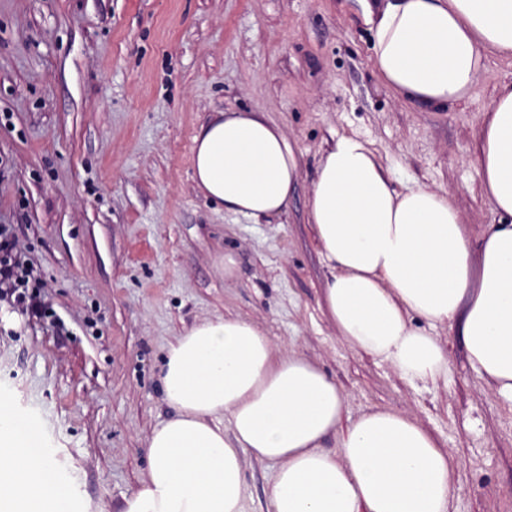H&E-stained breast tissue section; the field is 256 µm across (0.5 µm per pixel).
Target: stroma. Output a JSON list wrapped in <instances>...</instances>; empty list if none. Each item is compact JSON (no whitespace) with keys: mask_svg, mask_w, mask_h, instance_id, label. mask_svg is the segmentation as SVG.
Returning a JSON list of instances; mask_svg holds the SVG:
<instances>
[{"mask_svg":"<svg viewBox=\"0 0 512 512\" xmlns=\"http://www.w3.org/2000/svg\"><path fill=\"white\" fill-rule=\"evenodd\" d=\"M371 47L343 0H0V225L38 271L43 308L0 303V395L70 477L51 512H121L151 431L174 415L169 344L224 314L263 327L275 355L316 363L352 413L415 417L462 461L455 512H512V404L471 370L458 330H434L444 385L351 350L305 219L322 151L355 133L398 186L452 191L482 233L494 217L473 144L512 68L491 61L467 101L420 112L381 84ZM224 111L263 113L299 147L287 214L257 223L195 186L193 138ZM243 465L247 512H266L272 468Z\"/></svg>","mask_w":512,"mask_h":512,"instance_id":"35a3bbf8","label":"stroma"}]
</instances>
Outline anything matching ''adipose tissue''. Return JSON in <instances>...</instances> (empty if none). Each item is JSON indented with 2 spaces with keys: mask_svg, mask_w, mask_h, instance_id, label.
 Here are the masks:
<instances>
[{
  "mask_svg": "<svg viewBox=\"0 0 512 512\" xmlns=\"http://www.w3.org/2000/svg\"><path fill=\"white\" fill-rule=\"evenodd\" d=\"M357 3L374 20L380 81L422 110L454 107L491 60L512 62V0H386L377 15ZM473 159L497 216L480 239L454 193L396 188L354 133L321 154L306 221L330 270L328 316L353 351L434 383L449 366L430 330L455 325L470 368L512 403V76L495 88ZM192 163L206 197L255 221L286 214L300 176L297 145L259 112L202 125ZM161 384L175 414L152 430L147 473L122 512H245L247 454L273 468L267 512H454L462 462L452 449L399 410L347 418L335 381L303 355L275 357L252 322L218 316L186 331ZM68 488L30 418L0 397V512H45Z\"/></svg>",
  "mask_w": 512,
  "mask_h": 512,
  "instance_id": "adipose-tissue-1",
  "label": "adipose tissue"
}]
</instances>
